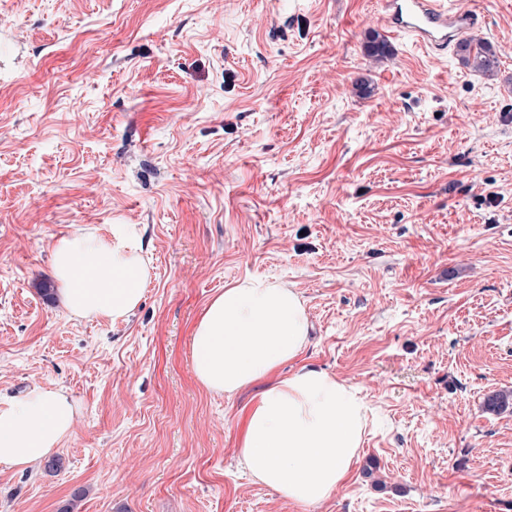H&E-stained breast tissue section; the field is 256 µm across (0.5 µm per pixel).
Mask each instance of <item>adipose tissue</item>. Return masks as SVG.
I'll return each instance as SVG.
<instances>
[{"label": "adipose tissue", "mask_w": 512, "mask_h": 512, "mask_svg": "<svg viewBox=\"0 0 512 512\" xmlns=\"http://www.w3.org/2000/svg\"><path fill=\"white\" fill-rule=\"evenodd\" d=\"M138 239L115 224L105 237L59 239L52 269L72 317L127 320L149 279ZM299 293L264 279L226 288L204 307L190 367L207 391L258 393L245 416L238 457L251 479L294 503L327 500L346 480L362 445L367 407L358 389L326 370L297 365L310 335ZM289 374H282L285 364ZM77 405L64 388L32 387L0 406V466L24 471L73 431Z\"/></svg>", "instance_id": "adipose-tissue-1"}]
</instances>
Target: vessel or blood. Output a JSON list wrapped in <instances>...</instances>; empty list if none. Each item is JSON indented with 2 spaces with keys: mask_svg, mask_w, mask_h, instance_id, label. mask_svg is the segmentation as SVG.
I'll return each instance as SVG.
<instances>
[{
  "mask_svg": "<svg viewBox=\"0 0 512 512\" xmlns=\"http://www.w3.org/2000/svg\"><path fill=\"white\" fill-rule=\"evenodd\" d=\"M383 20L415 46L444 51L478 27L481 14L473 0H385Z\"/></svg>",
  "mask_w": 512,
  "mask_h": 512,
  "instance_id": "vessel-or-blood-1",
  "label": "vessel or blood"
}]
</instances>
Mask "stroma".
I'll return each mask as SVG.
<instances>
[{
	"label": "stroma",
	"mask_w": 512,
	"mask_h": 512,
	"mask_svg": "<svg viewBox=\"0 0 512 512\" xmlns=\"http://www.w3.org/2000/svg\"><path fill=\"white\" fill-rule=\"evenodd\" d=\"M480 7L492 79L389 35L381 0H0V405L79 404L59 471L0 468V512H512V407L484 406L512 394V0ZM114 224L143 299L71 318L52 247ZM253 277L300 294L302 362L370 409L314 507L239 466L254 389L191 371L204 307Z\"/></svg>",
	"instance_id": "35a3bbf8"
}]
</instances>
